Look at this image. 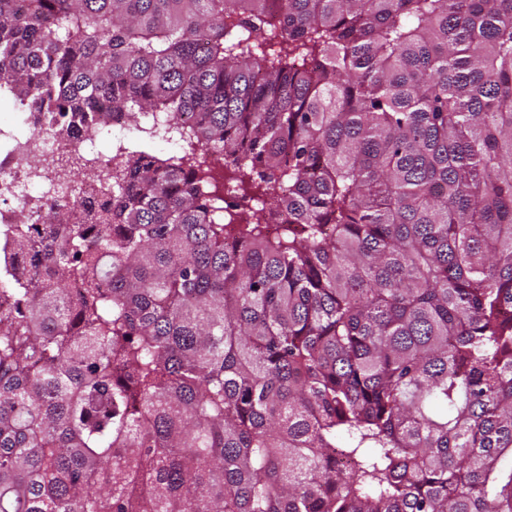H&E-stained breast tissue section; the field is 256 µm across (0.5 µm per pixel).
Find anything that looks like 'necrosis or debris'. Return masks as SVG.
Here are the masks:
<instances>
[{"label":"necrosis or debris","mask_w":512,"mask_h":512,"mask_svg":"<svg viewBox=\"0 0 512 512\" xmlns=\"http://www.w3.org/2000/svg\"><path fill=\"white\" fill-rule=\"evenodd\" d=\"M71 122L80 138L49 135L38 112L19 113L14 128L0 127V225L14 223L20 208L31 223H50L52 201L70 194V184L58 174L82 141L97 137L94 126L80 117Z\"/></svg>","instance_id":"4bbe7bcc"}]
</instances>
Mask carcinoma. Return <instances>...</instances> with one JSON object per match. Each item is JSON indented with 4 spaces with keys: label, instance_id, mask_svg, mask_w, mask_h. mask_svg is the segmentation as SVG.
I'll list each match as a JSON object with an SVG mask.
<instances>
[{
    "label": "carcinoma",
    "instance_id": "carcinoma-1",
    "mask_svg": "<svg viewBox=\"0 0 512 512\" xmlns=\"http://www.w3.org/2000/svg\"><path fill=\"white\" fill-rule=\"evenodd\" d=\"M0 85L135 132L0 228V512H512V0H0Z\"/></svg>",
    "mask_w": 512,
    "mask_h": 512
}]
</instances>
